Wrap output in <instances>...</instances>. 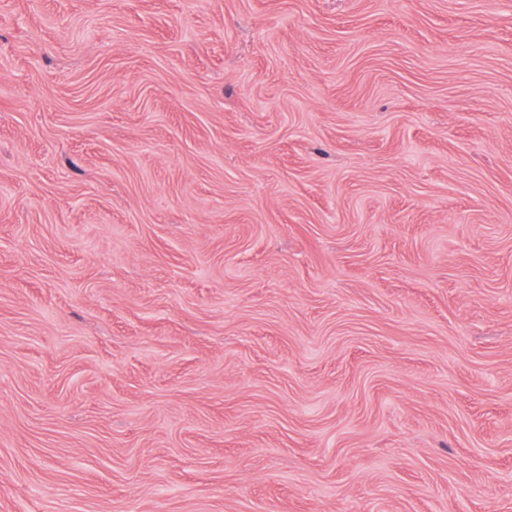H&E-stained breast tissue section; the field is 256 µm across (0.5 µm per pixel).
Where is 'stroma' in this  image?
I'll return each mask as SVG.
<instances>
[{"instance_id": "stroma-1", "label": "stroma", "mask_w": 512, "mask_h": 512, "mask_svg": "<svg viewBox=\"0 0 512 512\" xmlns=\"http://www.w3.org/2000/svg\"><path fill=\"white\" fill-rule=\"evenodd\" d=\"M0 512H512V0H0Z\"/></svg>"}]
</instances>
